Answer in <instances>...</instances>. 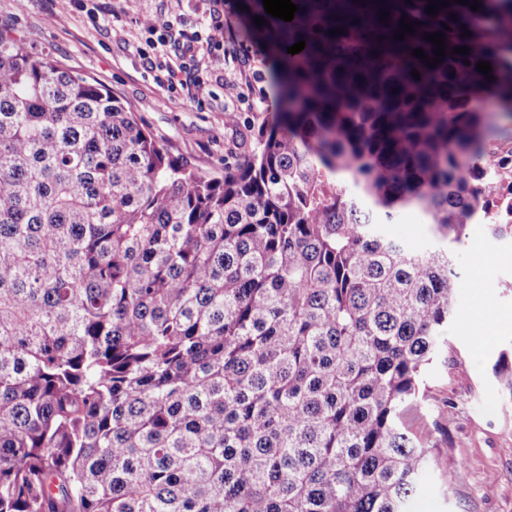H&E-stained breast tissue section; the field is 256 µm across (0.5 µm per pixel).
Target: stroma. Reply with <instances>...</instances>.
Here are the masks:
<instances>
[{"label":"stroma","instance_id":"1","mask_svg":"<svg viewBox=\"0 0 512 512\" xmlns=\"http://www.w3.org/2000/svg\"><path fill=\"white\" fill-rule=\"evenodd\" d=\"M209 8V0H137V11L176 19L178 29L200 38L173 83L146 67L149 36L137 32L125 0H84L62 25L52 21L56 0H0V32L105 86L173 154L201 173L220 174L225 156L253 148L274 100L264 37L246 42L248 61L232 51L225 64H212L205 42ZM228 72L235 81L225 80ZM197 76L206 92L195 101L185 84ZM231 112L237 120L230 124ZM388 230L417 250L433 244L429 225L413 208L397 213ZM456 257L460 277L448 351L427 375L430 408L407 421L437 445V464L415 512H512V401L492 374L499 351L512 346V241L471 224ZM484 258L490 264L483 268Z\"/></svg>","mask_w":512,"mask_h":512}]
</instances>
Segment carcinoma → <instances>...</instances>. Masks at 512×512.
<instances>
[{
  "instance_id": "cac0c4a2",
  "label": "carcinoma",
  "mask_w": 512,
  "mask_h": 512,
  "mask_svg": "<svg viewBox=\"0 0 512 512\" xmlns=\"http://www.w3.org/2000/svg\"><path fill=\"white\" fill-rule=\"evenodd\" d=\"M292 2L280 112L222 176L0 32V512H411L512 0ZM438 31L431 68L411 50ZM408 206L441 244L374 221ZM493 371L512 398V355Z\"/></svg>"
}]
</instances>
